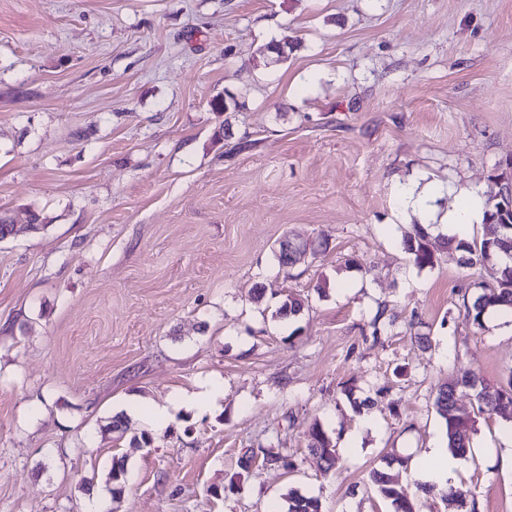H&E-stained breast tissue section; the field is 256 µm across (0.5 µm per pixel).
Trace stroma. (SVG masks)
Wrapping results in <instances>:
<instances>
[{
	"label": "stroma",
	"instance_id": "obj_1",
	"mask_svg": "<svg viewBox=\"0 0 512 512\" xmlns=\"http://www.w3.org/2000/svg\"><path fill=\"white\" fill-rule=\"evenodd\" d=\"M509 172L512 0H0V214L47 222L0 241V512H284L292 490L391 512L367 474L392 453L419 512H512V419L466 393L471 504L419 490L438 385L506 384L512 315L467 322L478 279L440 226L433 267L400 245L421 221L403 185L437 189L440 217ZM286 238L313 249L292 268ZM289 293L305 308L277 317ZM383 302L397 325L375 337ZM206 381L222 395L177 405ZM151 402L166 427L136 414ZM118 413L128 432H106ZM309 448L311 451L318 455V457L325 463L324 472L327 473L334 464L335 445L328 437L321 425L315 422L309 429Z\"/></svg>",
	"mask_w": 512,
	"mask_h": 512
}]
</instances>
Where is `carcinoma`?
I'll return each instance as SVG.
<instances>
[{
    "mask_svg": "<svg viewBox=\"0 0 512 512\" xmlns=\"http://www.w3.org/2000/svg\"><path fill=\"white\" fill-rule=\"evenodd\" d=\"M430 226L415 224L412 230L401 234L403 249L420 267H432L435 264L434 253L428 247ZM512 230L502 228L499 234L482 233L480 238L470 241L455 236L443 238V244L454 251L462 252L465 266H478L486 272L489 281L482 284L480 293L466 307L465 319L476 328L483 326L484 315L495 310L512 314V263L503 261V238L511 236ZM305 301L289 294L278 309L283 317H295L303 311ZM395 314L387 305L377 308L372 326L373 335H380L387 325H393ZM470 391L480 413H502L504 408L512 407V378L505 386L496 388L486 384L477 375L465 372L441 384L434 398V408L445 427L447 448L458 456L467 454L470 448L468 430L473 420L457 404V393ZM309 448L325 463L324 471L334 464L335 445L319 423H314L308 432ZM126 475V464L122 458H113L108 473V482L112 484V493L121 492ZM368 481L377 489L378 494L387 500L392 512H416V505L397 488L393 475L385 469H373ZM287 512H320L318 500L304 496L294 490L286 496Z\"/></svg>",
    "mask_w": 512,
    "mask_h": 512,
    "instance_id": "1",
    "label": "carcinoma"
}]
</instances>
